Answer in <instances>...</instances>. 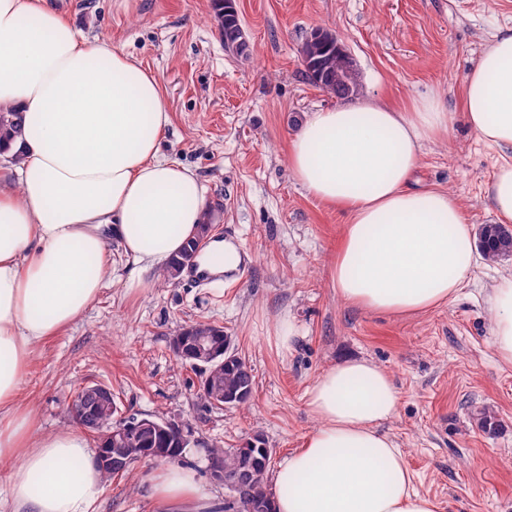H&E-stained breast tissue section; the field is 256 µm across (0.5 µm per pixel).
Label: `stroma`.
I'll use <instances>...</instances> for the list:
<instances>
[{
	"label": "stroma",
	"instance_id": "stroma-1",
	"mask_svg": "<svg viewBox=\"0 0 512 512\" xmlns=\"http://www.w3.org/2000/svg\"><path fill=\"white\" fill-rule=\"evenodd\" d=\"M87 39L106 41L159 79L171 123L164 154L194 170L211 233L250 255L224 283L162 270L128 291L131 267L109 244L113 274L98 301L36 349L20 401L34 436L74 428L79 388L111 389L135 417L182 419L196 443L182 458L215 502L228 495L208 470V450L262 437L280 464L316 428L306 393L326 367L365 358L386 369L399 391L384 424L402 450L416 489L441 512H512V367L499 364L484 294L512 274V256L481 261L458 297L427 312L394 317L346 305L330 278L344 228L340 211L311 197L288 166V141L306 113L337 99L306 76L301 47L310 33H336L361 76L360 97L404 107L437 93L454 117L445 139L426 144L417 184L454 193L468 224L495 223L489 184L498 155L460 120L465 79L484 46L512 26V0H236L249 46L225 51L212 0H52ZM290 318V350L277 324ZM207 322L223 327L251 366L243 407L201 398V377L172 353L173 336ZM494 416L481 429L480 409ZM142 460L104 484L93 512H153Z\"/></svg>",
	"mask_w": 512,
	"mask_h": 512
}]
</instances>
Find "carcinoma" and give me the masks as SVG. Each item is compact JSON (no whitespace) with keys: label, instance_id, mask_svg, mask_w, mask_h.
Returning <instances> with one entry per match:
<instances>
[{"label":"carcinoma","instance_id":"obj_1","mask_svg":"<svg viewBox=\"0 0 512 512\" xmlns=\"http://www.w3.org/2000/svg\"><path fill=\"white\" fill-rule=\"evenodd\" d=\"M215 18L218 23L224 48L238 54L245 52L247 45L238 43L240 39L241 23L235 13L224 12V0H214ZM301 56L308 57L318 67L316 75L310 76L312 82L322 81L323 85L332 89L341 99H348L359 92L361 83L359 73L349 78L346 70L350 61L336 55V35L324 30L322 39L315 42H305L301 49ZM20 131L17 114L0 107V141H8L17 136ZM477 239L480 251L489 261H498L512 256V228L504 224H483L478 229ZM197 241L187 242L179 256L171 259L165 270V277L174 280L180 275L183 260L189 250L193 249ZM247 363L220 365L213 369V378L224 392L239 395L237 405L247 404L253 394L254 376L245 371ZM259 455V446L249 444L243 448H211L209 457L224 459V467L234 466L239 458H253ZM270 465L262 464L255 468L253 485L261 498L263 507H269V493L265 491Z\"/></svg>","mask_w":512,"mask_h":512}]
</instances>
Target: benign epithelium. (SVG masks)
I'll return each instance as SVG.
<instances>
[{"mask_svg": "<svg viewBox=\"0 0 512 512\" xmlns=\"http://www.w3.org/2000/svg\"><path fill=\"white\" fill-rule=\"evenodd\" d=\"M172 348L174 355L184 361H189L198 370L205 373L208 367L216 362L229 363L239 361L241 357L232 349L229 336H224L223 351L217 350L216 337L198 336L194 334L193 326L183 328L177 336L173 337ZM112 407L115 413L112 424L99 432L102 448L97 452V466L104 470L122 466L128 459L136 456L138 459L165 460L167 451L163 448H154L151 454H138L136 434L141 429H152L164 432L170 437L176 438L182 448L190 447L193 443V429L186 423L172 420L162 422L147 417H129L123 414L112 401V391L102 385L85 386L75 395L70 410L79 424L86 430L96 429L99 411L106 407ZM252 464L245 463L242 471L235 477L224 475V461L213 459L210 461V475L218 483L224 485L231 492V501L234 504L248 503L250 512L260 503L254 496L252 481L249 478V470Z\"/></svg>", "mask_w": 512, "mask_h": 512, "instance_id": "obj_1", "label": "benign epithelium"}]
</instances>
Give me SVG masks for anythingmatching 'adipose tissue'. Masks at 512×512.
Wrapping results in <instances>:
<instances>
[{
    "label": "adipose tissue",
    "instance_id": "adipose-tissue-1",
    "mask_svg": "<svg viewBox=\"0 0 512 512\" xmlns=\"http://www.w3.org/2000/svg\"><path fill=\"white\" fill-rule=\"evenodd\" d=\"M0 106L21 132L0 172V464L14 512H90L103 486L84 435L32 439L19 402L35 349L98 300L112 274L109 242L132 266L125 286L166 267L199 234L207 202L196 173L166 157L169 114L158 77L122 51L81 37L49 0H0ZM461 118L503 152L491 178L499 223H512V27L469 71ZM451 117L430 95L411 110L371 99L308 113L288 143L293 177L345 218L330 265L337 296L369 311L411 315L454 300L480 264L454 195L415 186L424 142ZM246 252L209 244L198 273L234 276ZM499 360L512 366V276L485 295ZM317 418L273 475L274 512H438L416 491L382 426L399 410L388 371L366 359L326 368L307 392ZM157 512H208L196 472L145 477Z\"/></svg>",
    "mask_w": 512,
    "mask_h": 512
}]
</instances>
